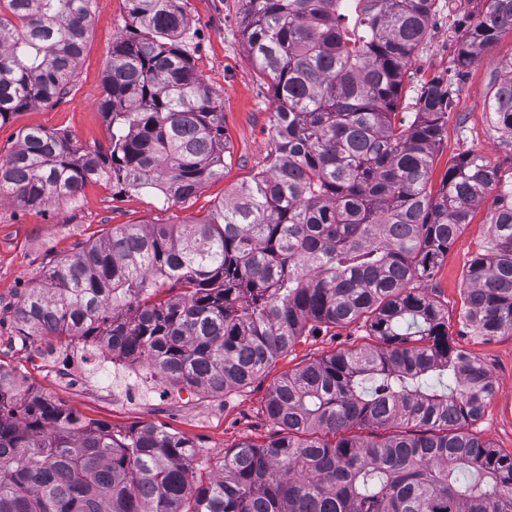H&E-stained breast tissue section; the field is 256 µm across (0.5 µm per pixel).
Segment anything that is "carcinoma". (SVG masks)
<instances>
[{"label":"carcinoma","mask_w":512,"mask_h":512,"mask_svg":"<svg viewBox=\"0 0 512 512\" xmlns=\"http://www.w3.org/2000/svg\"><path fill=\"white\" fill-rule=\"evenodd\" d=\"M126 2L134 25L112 44L101 100L106 151L26 128L0 161V199L44 209L96 178L180 203L224 178V106L197 75L179 0ZM95 3L0 0V125L66 91ZM241 4L247 55L271 80L266 166L189 224H119L49 263L13 309L17 333L144 358L210 395L251 384L322 325L360 321L374 343L281 375L266 412L282 433L224 452L207 477L190 439L23 398L0 362V512H512V456L464 431L493 377L412 286L498 186L462 322L512 333V182L469 153L432 186L454 101L444 77L397 116L436 0ZM506 29L512 0L455 25L457 74ZM487 110L512 147V60Z\"/></svg>","instance_id":"carcinoma-1"}]
</instances>
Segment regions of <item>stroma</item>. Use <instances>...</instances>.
<instances>
[{
    "mask_svg": "<svg viewBox=\"0 0 512 512\" xmlns=\"http://www.w3.org/2000/svg\"><path fill=\"white\" fill-rule=\"evenodd\" d=\"M181 2L194 32L191 52L196 70L224 105V135L231 156L225 161L223 179L205 184L195 197L176 204L148 190L116 194L111 183L101 179L87 182L75 199L43 212L15 200H0V361L22 377L24 394L62 405L84 421L104 422L122 431L155 426L192 440L198 448L196 466L208 473L218 470L225 450L245 440L262 444L275 435L279 427L266 413L274 381L283 373L365 344L367 338L359 324L331 325L315 335L300 337L260 379L244 388L213 396L178 386L163 403L155 396L152 379L142 380L136 396H124L115 387L119 371L96 353L86 358L81 384L63 383L57 360L68 357V349L57 348L55 338L49 336L18 335L10 318L12 309L53 260L104 237L120 224L189 223L265 165L273 148L274 107L267 83L258 77L245 52L239 0ZM487 6L488 0H437L430 33L412 57L402 106L412 103L423 83L452 75L454 23ZM130 22L125 0H97L86 48L69 91L0 125V159L17 147L20 130L29 126L67 133L88 150L107 148L110 130L99 102L112 43ZM509 59L512 31L507 30L482 52L466 76L456 79L444 138L435 151L433 182H440L448 165L466 153L483 155L498 167L503 179L512 178V147L502 143L484 111L492 81ZM495 199V193L486 195L433 277L420 281L419 286L445 308L454 345L480 360L494 378L496 394L484 415L469 424V432L497 451L512 455V333L477 336L461 322L465 269L487 244Z\"/></svg>",
    "mask_w": 512,
    "mask_h": 512,
    "instance_id": "obj_1",
    "label": "stroma"
}]
</instances>
